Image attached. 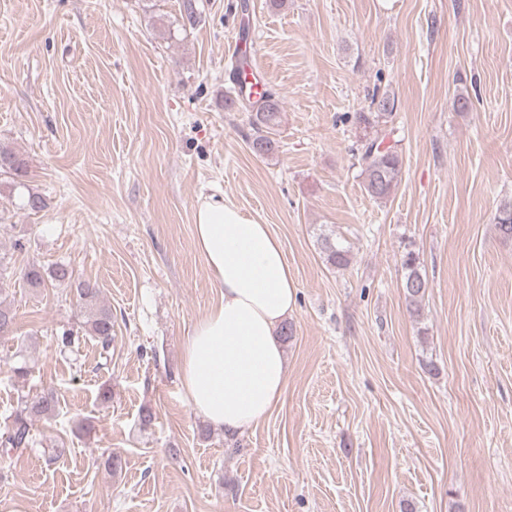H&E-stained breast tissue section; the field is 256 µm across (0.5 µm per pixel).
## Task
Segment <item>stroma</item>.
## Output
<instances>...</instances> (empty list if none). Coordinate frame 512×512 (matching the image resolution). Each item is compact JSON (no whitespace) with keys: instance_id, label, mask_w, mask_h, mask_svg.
<instances>
[{"instance_id":"stroma-1","label":"stroma","mask_w":512,"mask_h":512,"mask_svg":"<svg viewBox=\"0 0 512 512\" xmlns=\"http://www.w3.org/2000/svg\"><path fill=\"white\" fill-rule=\"evenodd\" d=\"M237 3L200 0L173 36L181 0H0V147L47 202L22 209L0 176V251L67 265L112 311L104 363L93 341L56 344L79 325L73 287L0 284L16 317L0 419L46 389L61 403L34 448L0 453V512H512V238L493 221L512 203V0ZM241 40L281 101L267 159L251 112L224 106ZM376 87L403 157L385 200L351 151ZM206 197L269 225L298 286L287 388L233 441L181 385L184 342L220 301L193 237ZM408 247L428 280L417 316Z\"/></svg>"}]
</instances>
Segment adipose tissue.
<instances>
[{"label": "adipose tissue", "mask_w": 512, "mask_h": 512, "mask_svg": "<svg viewBox=\"0 0 512 512\" xmlns=\"http://www.w3.org/2000/svg\"><path fill=\"white\" fill-rule=\"evenodd\" d=\"M194 243L220 302L186 339L181 382L200 416L225 436H240L285 392L288 359L278 332L294 310L297 282L268 225L233 203L200 201Z\"/></svg>", "instance_id": "ef3b65f1"}]
</instances>
